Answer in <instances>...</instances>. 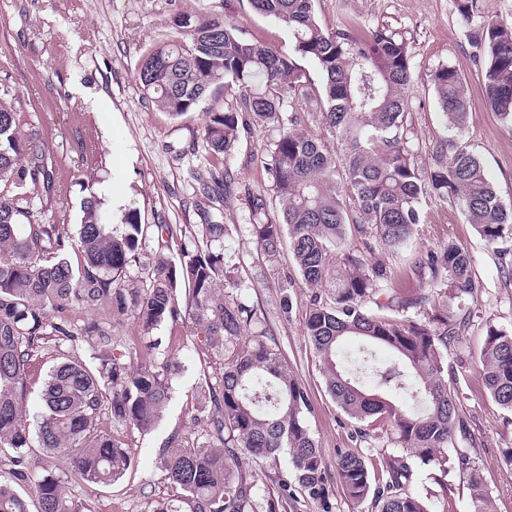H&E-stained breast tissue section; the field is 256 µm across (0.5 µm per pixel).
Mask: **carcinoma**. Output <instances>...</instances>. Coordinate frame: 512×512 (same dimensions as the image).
Masks as SVG:
<instances>
[{"label":"carcinoma","instance_id":"carcinoma-1","mask_svg":"<svg viewBox=\"0 0 512 512\" xmlns=\"http://www.w3.org/2000/svg\"><path fill=\"white\" fill-rule=\"evenodd\" d=\"M248 3L288 29V49L182 11L171 19L173 39L144 56L139 83L175 118L196 111L218 86L232 91V102L204 113L202 139L213 156L231 151L253 123L280 127L269 160L278 207L263 190L247 192L252 236L272 265L288 239L301 280L328 289L327 298L311 300L304 335L330 397L357 421L387 420L406 449L384 460L386 480L376 486L360 454H340L344 494L357 502L372 498L375 512H431L405 485L417 467L434 465L466 479L472 512H493L472 449L448 454L454 436L469 435L448 382V348L471 324V311L462 309L475 293L468 251L449 244L418 258L414 274L428 287L380 302L386 267L350 251L347 239L357 234L368 250L371 239L388 249L405 245L427 195L457 204L489 243L512 235V211L465 146L446 140L429 169L415 165L404 95L412 55L399 33L381 26L361 39L328 31L316 0ZM471 46L491 108L512 123V28L481 23ZM305 61L322 76L314 101L330 146L299 131L301 113L288 110V100L308 95ZM431 77L448 129L461 130L468 113L463 79L447 64ZM62 169L47 131L0 89V452H13L10 467L0 469V512H29L17 490L22 485L30 486L36 512H83L62 476L30 482L27 460L38 448L65 459L68 473L86 482L107 486L123 477L131 459L114 430L151 432L182 370L177 352L154 335L163 324L185 330L195 348L223 366L219 381L205 377L191 394L194 430L159 447L156 467L182 503L164 512H251L253 485L238 474L241 456L274 459L283 452L292 477L329 512L327 466L305 422L309 395L278 347L263 334L245 335L259 318L234 295L241 282L224 259L226 225L143 224L130 210L108 224L91 192L73 235L56 221ZM226 177L212 170L194 175L213 203L222 200ZM152 240L157 248L146 264L140 255ZM136 268L140 287L131 288ZM371 303L380 313L370 311ZM129 319L149 356L138 368L114 341ZM348 337L394 360L368 381L343 363ZM83 345L94 364L75 354ZM46 357L52 364L45 371ZM479 372L492 399L512 412V329L487 325ZM36 385L31 411L25 396Z\"/></svg>","mask_w":512,"mask_h":512}]
</instances>
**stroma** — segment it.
<instances>
[{
    "label": "stroma",
    "mask_w": 512,
    "mask_h": 512,
    "mask_svg": "<svg viewBox=\"0 0 512 512\" xmlns=\"http://www.w3.org/2000/svg\"><path fill=\"white\" fill-rule=\"evenodd\" d=\"M184 10L224 18L245 37L273 48L289 44L285 27L255 13L248 0H0V83L12 88L20 111L47 129L51 149L63 157L70 174L56 219L77 231L81 200L91 191L101 198L109 218L134 210L145 224H200L211 203L192 174L205 168L227 170L235 182L215 218L230 228L224 257L243 283L239 297L256 308L268 343L279 348L306 388L312 404L307 426L326 464L351 449L365 458L372 477H381L383 456L402 450L396 434L379 420L367 436H357L355 422L328 395L303 333L308 288L289 257L270 267L252 240L245 193L270 186L263 159L279 135L277 128L255 127L242 134L230 153L211 156L201 137L210 101H203L200 111L175 118L160 111L137 81L146 52L172 39L170 20ZM316 10L321 24L332 31L362 38L385 25L407 39L412 53L407 125L419 168L432 165L434 145L449 136L431 73L442 64L457 70L467 83L469 99L462 137L480 156L503 203L512 207V124L489 106L481 65L470 46L473 23L491 20L512 28V0H473L469 23L458 14L455 0H317ZM422 212L423 222L408 247L377 249L372 257L386 264L389 280L384 287L389 290L419 287L411 271L418 256L451 242L469 251L478 293L470 304L467 340L448 351L460 412L471 433L460 445L473 448L496 512H512V466L504 461L512 448V425L489 396L475 364L486 322L512 329V237L486 243L449 201L423 199ZM287 277L293 286L285 291L280 283ZM287 299L292 302L288 311L283 308ZM157 334L179 348L184 366L174 382L173 399L152 432L125 434L132 464L122 479L107 487L67 484L68 494L86 512H160L173 496L156 469V452L168 435L192 428L187 397L203 374L214 376L222 368L205 364L170 326H161ZM242 470L253 485L254 512H267L268 501L286 490L294 495L286 512H322L320 503L306 498L297 484L287 483L286 458L247 457ZM410 490L431 512H470L466 482L457 473L420 467Z\"/></svg>",
    "instance_id": "stroma-1"
}]
</instances>
